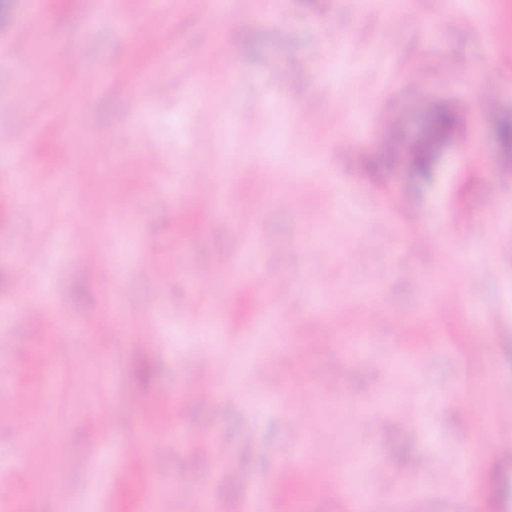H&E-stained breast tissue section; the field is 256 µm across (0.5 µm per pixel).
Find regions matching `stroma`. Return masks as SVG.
<instances>
[{"mask_svg": "<svg viewBox=\"0 0 512 512\" xmlns=\"http://www.w3.org/2000/svg\"><path fill=\"white\" fill-rule=\"evenodd\" d=\"M437 104L458 124L424 179L387 146L421 137ZM505 118L512 0L479 13L471 0H253L234 19L206 0H0V129L33 133L24 150L0 145V493L13 512H143L159 484L172 493L156 512L260 499L264 512H353L329 475L285 466L308 415L314 455L356 470L369 512H512V434L497 424L512 251L487 278L462 260L512 237ZM73 133L100 152L96 170L56 173ZM19 170L60 208L21 200ZM300 175L307 191L289 200ZM117 187L130 201L118 220ZM119 232L96 267L74 247ZM28 253L34 273L16 277ZM454 284L465 305L442 309ZM280 303L295 312L282 325L269 320ZM357 336L363 352L343 348ZM204 354L224 384L201 400ZM464 379L469 413L448 399ZM25 394L42 406L22 426L9 401ZM355 404L376 419H349ZM463 454L464 491L418 488L429 464Z\"/></svg>", "mask_w": 512, "mask_h": 512, "instance_id": "stroma-1", "label": "stroma"}]
</instances>
